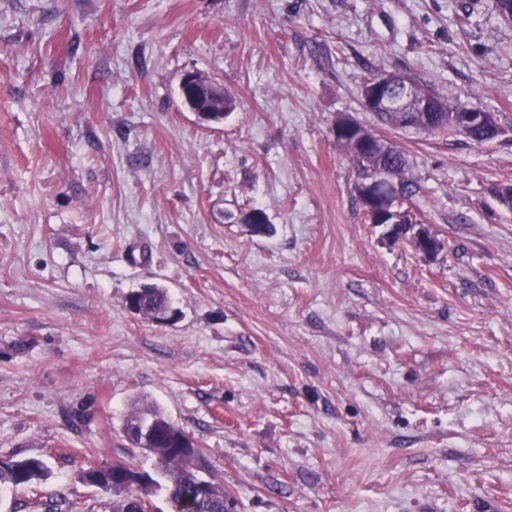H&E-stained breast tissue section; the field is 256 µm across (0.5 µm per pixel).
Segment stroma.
Instances as JSON below:
<instances>
[{"label":"stroma","instance_id":"obj_1","mask_svg":"<svg viewBox=\"0 0 512 512\" xmlns=\"http://www.w3.org/2000/svg\"><path fill=\"white\" fill-rule=\"evenodd\" d=\"M371 70L501 126L381 129L429 258L364 223L332 134L373 127ZM189 71L235 100L223 123L181 105ZM499 182L512 26L489 0H0V457L44 458L61 512H112L80 471L133 454L154 406L235 512H512ZM147 284L175 322L127 308ZM353 132H357V136L355 137V140L362 139L365 135L364 125L362 123H360L359 121H357L356 119L346 116V115H343L336 120V124L334 125V128H333V135H334V138L336 139V141L338 140L339 137H341L343 135H348ZM373 133H375V132L373 131ZM373 133H371V131L366 128L365 136L370 141H376L377 138L381 139V140H385L381 136H379L378 134L375 133L376 137H377L376 138ZM141 419L144 420H155V425L161 424L165 422V416L159 412L158 410L150 407L140 408L135 413H133L127 420L124 426V433L127 440L131 443L132 439L128 433V426L132 425L134 422L139 421ZM133 430V431H132ZM153 430V421H142L141 423H135L131 427V432L139 437L144 442H147L148 439L152 436Z\"/></svg>","mask_w":512,"mask_h":512}]
</instances>
